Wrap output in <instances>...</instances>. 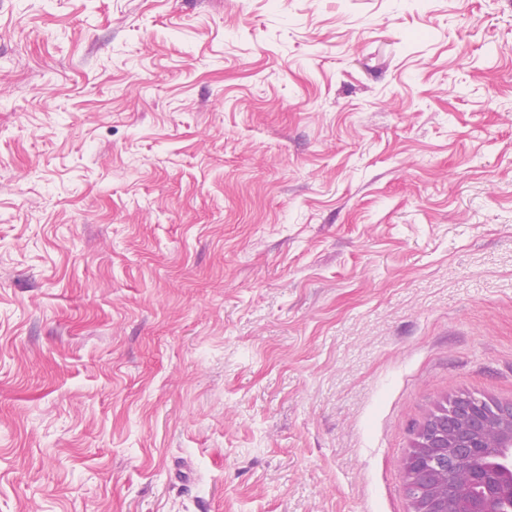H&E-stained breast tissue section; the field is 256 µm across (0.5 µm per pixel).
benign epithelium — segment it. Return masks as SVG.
Returning a JSON list of instances; mask_svg holds the SVG:
<instances>
[{"label":"benign epithelium","mask_w":512,"mask_h":512,"mask_svg":"<svg viewBox=\"0 0 512 512\" xmlns=\"http://www.w3.org/2000/svg\"><path fill=\"white\" fill-rule=\"evenodd\" d=\"M403 469L411 512H512V402L464 395L437 406Z\"/></svg>","instance_id":"obj_1"}]
</instances>
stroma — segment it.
Returning a JSON list of instances; mask_svg holds the SVG:
<instances>
[{"instance_id": "stroma-1", "label": "stroma", "mask_w": 512, "mask_h": 512, "mask_svg": "<svg viewBox=\"0 0 512 512\" xmlns=\"http://www.w3.org/2000/svg\"><path fill=\"white\" fill-rule=\"evenodd\" d=\"M512 402V0H0V512H409Z\"/></svg>"}]
</instances>
